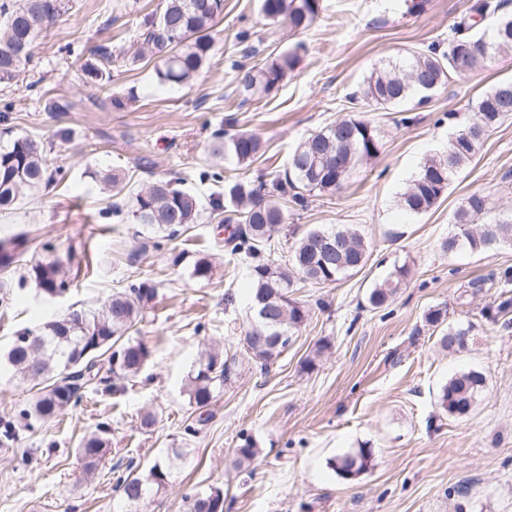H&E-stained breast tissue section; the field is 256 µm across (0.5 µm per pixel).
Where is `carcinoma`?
<instances>
[{
    "label": "carcinoma",
    "mask_w": 512,
    "mask_h": 512,
    "mask_svg": "<svg viewBox=\"0 0 512 512\" xmlns=\"http://www.w3.org/2000/svg\"><path fill=\"white\" fill-rule=\"evenodd\" d=\"M321 0H260L263 15L272 21H284L295 32L308 30L318 19ZM68 11L67 0H0V83L13 82L32 60L33 47L49 27ZM470 12L480 18L492 14V34L467 33L468 25H458L448 46L432 42L398 59H388L374 67L352 96L354 109H386L410 101L424 104L429 94L453 78H465L487 68L498 56L512 52V14L502 3L475 0ZM224 13V0H165L160 13L144 17L142 41L131 50L112 51L108 45L94 49L95 60H86L81 70L95 84L106 85L114 67L134 66L146 58H156L160 82L184 85L209 62L214 47L213 28ZM25 45L17 59L7 54L13 47ZM295 49L277 55L270 63L256 69L234 65L237 92L243 101L269 94L296 68ZM512 114V80L502 81L485 91L474 105L471 121L460 128L448 142L443 157H429L420 165L410 187L401 197V206L412 214L430 209L448 189L452 177L477 153L484 137ZM264 142L255 133L239 131L232 135L216 132L212 151L249 166L263 152ZM379 138L370 122L359 114L337 120L312 133L294 149L285 178L271 182L258 176L257 181L231 180L224 183V197L213 201V210L224 213L223 222L233 225L224 245L239 256L248 268L249 296L252 304L264 299L272 307L266 322L251 317L238 345L255 366L267 368L288 348V337L306 321L307 311L288 299V289L295 280L314 285L332 284L359 272L369 259V244L354 225L313 228L296 239L287 262L271 259L270 241L283 229L288 206L303 208L307 195L331 193L340 189L357 167L377 156ZM54 179L43 146L34 139L19 137L0 148V211L16 205L27 193ZM117 218L128 217L136 224H149L173 237L198 223L201 211L197 197L158 179L140 189L131 200L128 212L117 207ZM456 232L446 239L443 250L490 252L512 248V214L494 210L489 196L475 191L468 194L454 216ZM20 243L0 241V271L14 261ZM215 266L208 255H197L191 262L190 276L211 280ZM407 266L394 268L369 294L375 309L389 303L408 276ZM28 277L41 295L54 298L66 286V270L58 260L31 264ZM155 289L144 282H132L112 293L101 307L82 312L78 325L65 324L66 318L37 331L26 330V343L13 345L0 356V370L12 379L30 382L38 394L30 408L21 411L24 419L40 421L65 414L76 403L70 402L71 386L88 382L114 393L136 381L151 361V351L134 338L143 321L147 303ZM471 327H450L439 337L444 349H462L468 344ZM236 355L213 348L199 358L188 375L186 394L197 408L210 404L215 394L235 376ZM486 385L485 375L475 369L454 374L441 388L437 404L448 415L472 410ZM109 429L101 426L86 437L78 448L85 478L94 476L98 464L109 452ZM19 428L11 418H0V445L14 443ZM184 449L173 448L171 455L143 470L128 471L116 477V487L127 507L125 512H139L151 498L164 491L175 474V460ZM260 449L246 438L235 449L234 467L247 469L257 459ZM371 450L357 448L330 461V467L342 478L351 480L366 471ZM187 512H224V487L212 485L185 497Z\"/></svg>",
    "instance_id": "1"
}]
</instances>
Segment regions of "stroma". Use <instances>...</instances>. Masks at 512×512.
<instances>
[{
    "instance_id": "stroma-1",
    "label": "stroma",
    "mask_w": 512,
    "mask_h": 512,
    "mask_svg": "<svg viewBox=\"0 0 512 512\" xmlns=\"http://www.w3.org/2000/svg\"><path fill=\"white\" fill-rule=\"evenodd\" d=\"M472 2L427 0L412 13L405 0H323L314 25L296 34L266 20L259 0H224L213 56L188 85L159 83L148 60L113 70L100 87L85 78L79 58L97 45L128 48L163 0H69V13L40 35L18 81L0 84V105H14L0 120V145L35 139L57 172L54 182L0 212V239L23 241L16 262L0 272L13 298L0 306V350L17 332L72 307L97 308L137 281L156 290L139 333L152 359L124 392L85 391L62 421L20 427L18 440L0 447V512H121L114 471L142 469L181 446L188 453L174 481L143 512H184L183 495L211 485L224 488V512H512V280L503 277L512 273V249L449 254L441 247L472 191L512 213V115L431 209L415 215L400 205L425 159L446 154L476 99L512 79V53L448 81L423 105L365 112L379 136L378 156L339 192L289 209L288 226H357L372 252L366 266L330 286L290 289L308 317L267 374L238 352L235 378L207 407L190 406L184 392L201 354L216 344L236 349L248 325L247 272L225 251L212 209L224 186L201 182L199 172L251 180L284 173L302 139L350 114L347 97L373 67L447 38ZM243 29L251 33L246 44L237 39ZM299 42L295 71L270 94L242 101L233 62L261 67ZM53 96L72 102L71 111H46ZM116 98L122 107H113ZM219 129L257 133L263 155L246 168L213 156ZM113 168L126 176L125 193L95 178ZM160 178L177 180L202 205L198 224L169 241L152 226L112 215L113 205L130 208V193ZM179 252L212 255L216 274L191 278L188 265L172 264ZM56 258L69 286L47 299L27 269ZM400 265L409 274L393 302L372 308L371 289ZM435 306L446 307L448 325H471L466 348L440 347L439 329L425 321ZM308 358L313 367L305 366ZM469 368L486 375L487 388L469 414L448 416L438 393ZM148 411L157 418L149 432L140 427ZM102 423L112 450L88 481L77 449ZM189 424L198 432L187 442ZM247 436L262 454L241 472L232 461ZM353 448L371 449L372 464L346 480L329 462Z\"/></svg>"
}]
</instances>
